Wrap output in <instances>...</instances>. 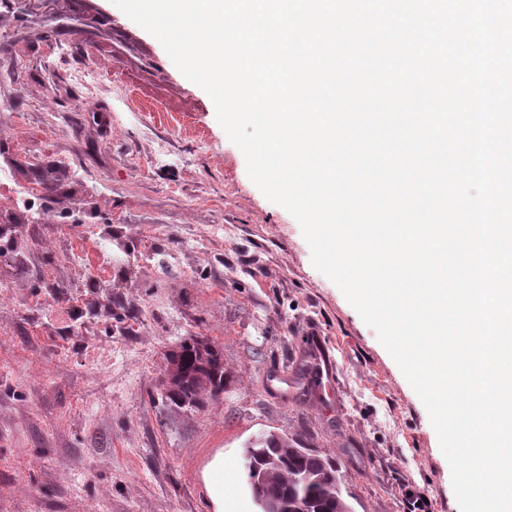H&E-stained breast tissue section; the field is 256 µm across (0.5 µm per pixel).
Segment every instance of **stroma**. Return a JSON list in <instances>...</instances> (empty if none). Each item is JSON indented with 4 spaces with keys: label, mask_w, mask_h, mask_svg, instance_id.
<instances>
[{
    "label": "stroma",
    "mask_w": 512,
    "mask_h": 512,
    "mask_svg": "<svg viewBox=\"0 0 512 512\" xmlns=\"http://www.w3.org/2000/svg\"><path fill=\"white\" fill-rule=\"evenodd\" d=\"M16 57L29 77L0 87V166L70 192L53 223L14 227L25 264L0 251V512H213L218 458L224 512H255L242 455L270 429L335 457L356 512H404L411 485L459 512L423 403L161 43L112 0H0V68ZM73 165L97 223L66 213ZM106 233L118 263L95 248ZM313 329L336 363L326 403ZM194 337L220 348L229 382L179 409L167 356ZM208 490L216 506L214 512L224 511V497L233 493L232 485L224 484V461L215 462L208 475Z\"/></svg>",
    "instance_id": "obj_1"
}]
</instances>
